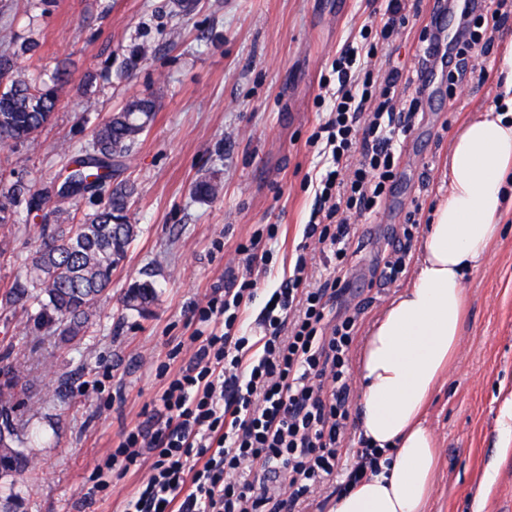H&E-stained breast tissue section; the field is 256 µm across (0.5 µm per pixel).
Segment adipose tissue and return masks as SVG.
<instances>
[{
    "label": "adipose tissue",
    "mask_w": 512,
    "mask_h": 512,
    "mask_svg": "<svg viewBox=\"0 0 512 512\" xmlns=\"http://www.w3.org/2000/svg\"><path fill=\"white\" fill-rule=\"evenodd\" d=\"M499 65L506 96L454 134L448 193L418 268L362 347L360 434L390 464L337 495L330 512H429L440 457L427 410L457 358L469 307L465 278L497 240L512 195V38L500 44Z\"/></svg>",
    "instance_id": "ef3b65f1"
}]
</instances>
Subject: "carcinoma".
<instances>
[{"label": "carcinoma", "mask_w": 512, "mask_h": 512, "mask_svg": "<svg viewBox=\"0 0 512 512\" xmlns=\"http://www.w3.org/2000/svg\"><path fill=\"white\" fill-rule=\"evenodd\" d=\"M38 39L27 38L14 52L0 53V77L10 76L0 85V130L7 138L28 147L37 142V134L51 120L61 102L65 72L57 68L48 76L35 78L26 73L20 58L35 50ZM153 96L135 97L94 128L84 155L68 162L72 166L61 188L77 198L87 192L108 189L107 199L86 214L81 224H44V243L26 263V275L15 280L0 295L7 304H38L36 325L47 331L63 326L61 335L75 340L85 331L93 307L112 284V270L125 258L137 235L131 221L132 186L113 182L129 156L133 145L154 120ZM221 189L216 179H204L194 192L204 198L215 197ZM41 196L31 192L28 181L15 179L0 189V226L20 223L21 209L26 213L41 205ZM155 297L152 282L132 284L124 295L127 307L144 311ZM14 382L0 386V415L14 409Z\"/></svg>", "instance_id": "obj_1"}]
</instances>
